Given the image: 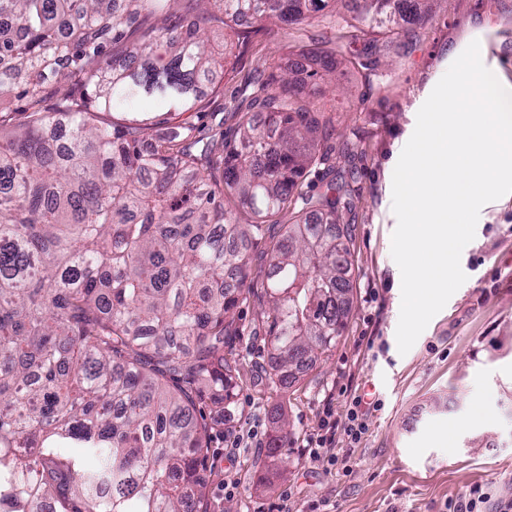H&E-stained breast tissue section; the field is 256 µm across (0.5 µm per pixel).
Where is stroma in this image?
<instances>
[{
    "mask_svg": "<svg viewBox=\"0 0 512 512\" xmlns=\"http://www.w3.org/2000/svg\"><path fill=\"white\" fill-rule=\"evenodd\" d=\"M487 68L512 77V0H436L415 36L390 44L378 77L346 67L368 36L349 42L336 15L303 24H269L250 34L233 72L202 111L158 113L162 127H195L210 138L232 135L248 108L254 81L278 77L288 48L332 51L338 65L312 101L335 142L358 152L349 185L354 263L351 314L335 349L315 357L287 390L271 379L262 315L266 251L279 230L252 252L253 294L239 304V336L231 346L240 370L238 406L215 426L202 476L210 512H448L482 488L491 501L512 497V194L482 208L476 233L463 250L466 282L433 317L407 354L396 329L401 274L391 256L397 225L392 175L416 115L436 83L471 41ZM360 406H353L354 397ZM357 408L366 431L351 442L337 431L332 450L348 473L311 459L325 421L344 423ZM288 429L284 461L268 456L280 427ZM236 483L234 497L224 486Z\"/></svg>",
    "mask_w": 512,
    "mask_h": 512,
    "instance_id": "stroma-1",
    "label": "stroma"
}]
</instances>
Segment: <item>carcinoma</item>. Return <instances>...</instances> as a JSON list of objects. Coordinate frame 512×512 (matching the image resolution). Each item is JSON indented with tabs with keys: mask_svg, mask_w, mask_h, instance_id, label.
<instances>
[{
	"mask_svg": "<svg viewBox=\"0 0 512 512\" xmlns=\"http://www.w3.org/2000/svg\"><path fill=\"white\" fill-rule=\"evenodd\" d=\"M338 0H0V473L7 512H208L200 468L239 385L225 348L270 249L266 336L280 387L336 347L350 315L353 199L301 179L331 143L293 61L216 152L152 112H198L248 19L301 24ZM359 0L349 38L409 34L431 0ZM237 44L217 53L215 25ZM111 112L123 123L104 121ZM16 448L28 452L19 454ZM269 456L288 451L280 430ZM92 457L97 465L84 466Z\"/></svg>",
	"mask_w": 512,
	"mask_h": 512,
	"instance_id": "cac0c4a2",
	"label": "carcinoma"
}]
</instances>
